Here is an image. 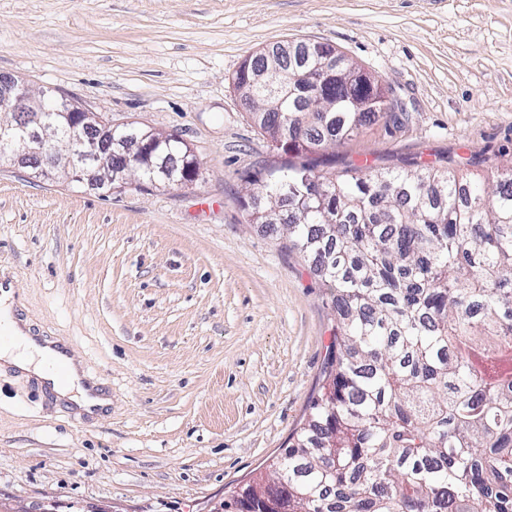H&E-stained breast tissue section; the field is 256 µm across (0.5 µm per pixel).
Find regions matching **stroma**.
<instances>
[{"instance_id":"stroma-1","label":"stroma","mask_w":512,"mask_h":512,"mask_svg":"<svg viewBox=\"0 0 512 512\" xmlns=\"http://www.w3.org/2000/svg\"><path fill=\"white\" fill-rule=\"evenodd\" d=\"M285 39L330 43L404 105L319 164H512V0H0V75L201 162L190 186L112 194L0 167V273L112 399L85 420L0 368V512H224L302 426L335 316L282 225L249 217L278 155L232 84Z\"/></svg>"}]
</instances>
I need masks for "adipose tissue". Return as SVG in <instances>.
<instances>
[{
    "instance_id": "1",
    "label": "adipose tissue",
    "mask_w": 512,
    "mask_h": 512,
    "mask_svg": "<svg viewBox=\"0 0 512 512\" xmlns=\"http://www.w3.org/2000/svg\"><path fill=\"white\" fill-rule=\"evenodd\" d=\"M18 305L13 294L7 293L0 297V329L8 336L7 342L0 346V364L38 377L56 395L74 403L80 411H87L92 403L101 408L109 406L111 400L105 394L89 397L83 384L85 375L79 365H72L69 376L63 381L50 374V351L32 336L29 320L16 314Z\"/></svg>"
}]
</instances>
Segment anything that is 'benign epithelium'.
<instances>
[{"mask_svg":"<svg viewBox=\"0 0 512 512\" xmlns=\"http://www.w3.org/2000/svg\"><path fill=\"white\" fill-rule=\"evenodd\" d=\"M291 50L292 45L280 44L278 54L253 70L251 84L273 88L280 75L278 56ZM301 58L322 71L342 66L340 59L323 56L311 45ZM0 112L12 113L10 119H0L1 166L30 168L37 175L59 170L67 180L103 192L112 191L117 183L126 184L132 172L143 183L166 188L189 186L199 177L196 156L174 177L157 173L151 157L160 138L153 131L138 127L131 133L125 125L117 128L52 92L36 97L24 81L13 77H0Z\"/></svg>","mask_w":512,"mask_h":512,"instance_id":"obj_1","label":"benign epithelium"}]
</instances>
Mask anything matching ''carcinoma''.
Returning <instances> with one entry per match:
<instances>
[{
	"mask_svg": "<svg viewBox=\"0 0 512 512\" xmlns=\"http://www.w3.org/2000/svg\"><path fill=\"white\" fill-rule=\"evenodd\" d=\"M254 59L233 85L242 91ZM251 118L283 163L250 184L329 288L336 331L309 418L271 472L224 512H512V166L491 183L448 170L320 169L402 106L359 73L254 89ZM189 147L169 135L168 172Z\"/></svg>",
	"mask_w": 512,
	"mask_h": 512,
	"instance_id": "carcinoma-1",
	"label": "carcinoma"
}]
</instances>
